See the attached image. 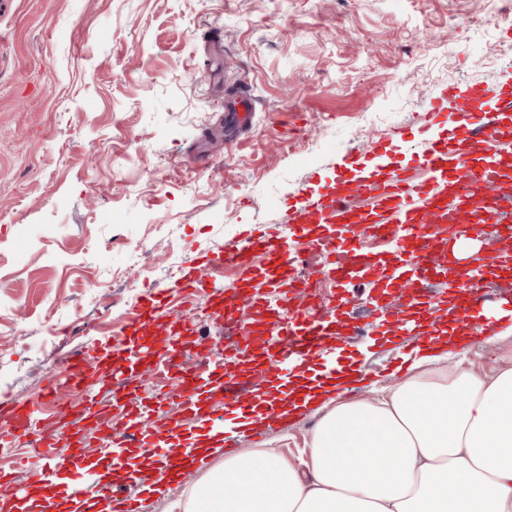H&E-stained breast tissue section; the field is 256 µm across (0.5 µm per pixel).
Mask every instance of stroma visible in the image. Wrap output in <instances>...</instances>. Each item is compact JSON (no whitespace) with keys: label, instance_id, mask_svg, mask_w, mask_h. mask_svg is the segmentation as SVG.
Segmentation results:
<instances>
[{"label":"stroma","instance_id":"stroma-1","mask_svg":"<svg viewBox=\"0 0 512 512\" xmlns=\"http://www.w3.org/2000/svg\"><path fill=\"white\" fill-rule=\"evenodd\" d=\"M512 77V19L483 0H0V396L34 401L58 350L128 345L127 318L241 225L284 221L301 188L343 176L358 148L408 163L419 119L450 83ZM251 97L250 125H232ZM208 270L182 358L230 348ZM89 319L77 326L78 311ZM342 353L395 387L407 348L345 336ZM317 416L248 433L302 467ZM184 473L138 512H178Z\"/></svg>","mask_w":512,"mask_h":512}]
</instances>
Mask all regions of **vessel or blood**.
Wrapping results in <instances>:
<instances>
[{
	"mask_svg": "<svg viewBox=\"0 0 512 512\" xmlns=\"http://www.w3.org/2000/svg\"><path fill=\"white\" fill-rule=\"evenodd\" d=\"M493 100L501 103V110L490 108ZM510 110L512 83L507 81L491 87L461 83L441 88L424 113L423 125H461L468 131L465 139L427 138L412 163L398 168L388 161L369 163L357 155L345 157L342 165L352 170V177L336 179L315 193H303L290 208L287 223L249 227L225 241L222 260L240 270L241 280L250 291L238 294L233 305L226 304L223 295H213L212 316L218 323L229 321L240 329L246 327L249 313L271 309L266 332L276 336V350L259 352L246 344L204 356L196 370H184L177 336L193 331L192 297L206 285L202 266L188 263L174 283L185 297L176 317L160 320L161 300L149 295L136 304L127 324L129 336L135 338L149 330L161 334L160 354L179 379L175 389L148 393L137 370L139 349L128 346L118 350L108 340L93 339L44 388L48 397L62 390H83L84 406L76 410L67 431L45 428L30 403L4 398L0 400V448L24 445L48 458V466L36 473L41 483L52 482L57 469H68L69 512H80L85 502L104 495L110 498L112 512H136L133 498L112 495L109 486L90 474L85 464L87 441L82 422L96 415L97 370L112 369L124 396L137 401L132 410L106 412L103 433L95 442L101 455L122 470L124 479L137 484L142 460L176 452L172 443L143 428L145 415L154 407L176 406L171 420L176 426L196 419L199 401L220 398L225 414L248 426L255 416L256 400L245 391L253 378L282 388L288 359L308 364L317 351L337 337L339 328L357 332L345 296H337L333 314L328 317L320 304L304 311L292 308L297 289L316 286L325 278L341 288L359 279L403 289L411 304L436 310L426 291L438 273L430 250L466 235L474 211L494 212L489 187L512 176V161L500 151L501 144L512 138L501 123L502 112ZM356 198L367 199L368 209L354 208ZM368 236L391 242L390 260L361 248V240ZM307 251L321 252L322 262L305 278H296L294 270ZM457 301L456 321L460 324L477 321L485 309V297L471 272L458 277ZM372 313L378 326H396L415 347L428 344L440 325L434 319L426 330H416L398 312L378 302Z\"/></svg>",
	"mask_w": 512,
	"mask_h": 512,
	"instance_id": "b4317fda",
	"label": "vessel or blood"
}]
</instances>
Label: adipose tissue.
<instances>
[{
    "label": "adipose tissue",
    "instance_id": "ef3b65f1",
    "mask_svg": "<svg viewBox=\"0 0 512 512\" xmlns=\"http://www.w3.org/2000/svg\"><path fill=\"white\" fill-rule=\"evenodd\" d=\"M472 345L440 330L376 404L343 400L342 378L274 395L281 418L320 417L309 470L261 453L228 457L188 512H512V367L488 378L461 371ZM419 391L432 406H412ZM243 472L263 492L238 486Z\"/></svg>",
    "mask_w": 512,
    "mask_h": 512
}]
</instances>
